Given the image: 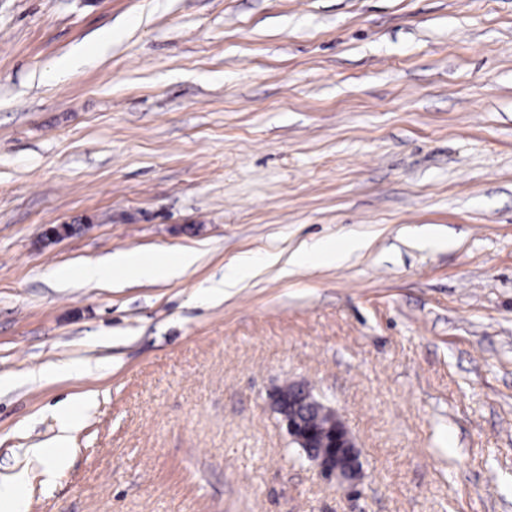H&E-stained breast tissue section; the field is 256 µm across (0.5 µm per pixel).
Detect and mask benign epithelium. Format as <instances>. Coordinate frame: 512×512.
<instances>
[{"label":"benign epithelium","mask_w":512,"mask_h":512,"mask_svg":"<svg viewBox=\"0 0 512 512\" xmlns=\"http://www.w3.org/2000/svg\"><path fill=\"white\" fill-rule=\"evenodd\" d=\"M270 400L286 424L291 443L306 454V458L316 465L322 475L336 479L351 490L355 489L362 476L360 450L339 414L313 398L308 389L298 384L276 389L270 394ZM309 405L322 409L329 419L328 437L321 445L318 444V430L302 418Z\"/></svg>","instance_id":"7a95c632"}]
</instances>
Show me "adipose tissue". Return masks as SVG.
<instances>
[{
  "mask_svg": "<svg viewBox=\"0 0 512 512\" xmlns=\"http://www.w3.org/2000/svg\"><path fill=\"white\" fill-rule=\"evenodd\" d=\"M199 258L194 248L178 251L167 259L148 257L139 252H119L103 259L82 264L72 269L63 267L55 272L56 278L66 280L78 276L86 281H101L106 277L119 273L128 277L145 280H168L179 276L187 268L193 266ZM94 395H86L82 400L65 404L60 413V432L54 440L52 448H35L31 451L34 462L43 466L48 478H56L66 464L70 433L76 427L82 415L92 407Z\"/></svg>",
  "mask_w": 512,
  "mask_h": 512,
  "instance_id": "1",
  "label": "adipose tissue"
}]
</instances>
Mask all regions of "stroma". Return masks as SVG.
<instances>
[{"label": "stroma", "instance_id": "35a3bbf8", "mask_svg": "<svg viewBox=\"0 0 512 512\" xmlns=\"http://www.w3.org/2000/svg\"><path fill=\"white\" fill-rule=\"evenodd\" d=\"M184 248L170 281L53 276ZM0 377V476L96 396L25 512H512V0H0ZM293 381L358 493L291 445ZM366 246L362 239H350L341 247H336V243L323 242L311 250H301L290 256L288 263L294 266H306L317 263H335L341 261L345 256L356 249ZM256 267L249 258L239 260L230 265L224 272V279L211 283L205 290L213 299L224 297V288H235L238 283L252 276ZM270 400L286 424L291 443L306 454V458L316 465L322 475L347 484L348 489L353 491L362 476L360 450L339 414L317 401L308 389L298 384L276 389L270 394ZM309 405L321 408L329 419L328 437L322 445L318 444L320 434L314 428L318 427V414H311L308 419L314 427L302 418Z\"/></svg>", "mask_w": 512, "mask_h": 512}]
</instances>
